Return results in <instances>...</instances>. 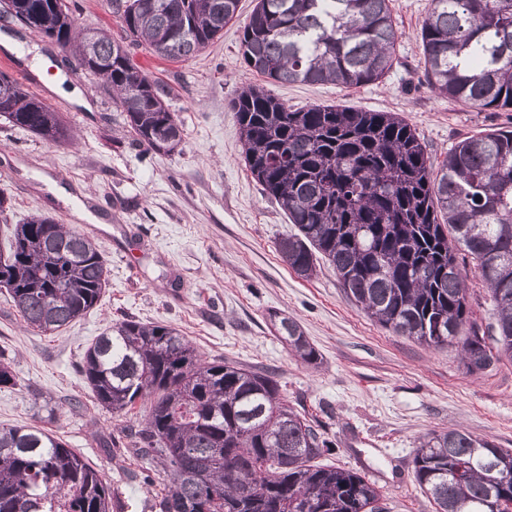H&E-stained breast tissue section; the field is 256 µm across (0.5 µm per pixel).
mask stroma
I'll return each mask as SVG.
<instances>
[{
    "label": "stroma",
    "mask_w": 512,
    "mask_h": 512,
    "mask_svg": "<svg viewBox=\"0 0 512 512\" xmlns=\"http://www.w3.org/2000/svg\"><path fill=\"white\" fill-rule=\"evenodd\" d=\"M80 29H110L105 0H70ZM430 0H392L399 63L380 83L274 84L271 92L299 109L339 105L394 112L416 131L434 161L459 137L512 128V112L479 111L433 93L425 82L418 33ZM255 0H240L237 18L195 59L173 62L134 46L132 63L168 92L183 129L171 154L137 146L124 112L104 83L64 62L47 37L0 19L16 42L7 71L59 112L75 141L49 142L0 117V247L14 225L45 215L93 238L110 269L94 308L66 329L24 328L0 292V360L14 385L0 387V423L35 425L60 437L118 492L122 512H153L163 477L113 436L140 429L139 404L126 414L97 406L80 364L88 344L114 323L133 319L179 330L206 360L270 372L282 397L336 442L323 465L350 469L380 488L387 512H435L419 487L414 450L432 430L462 426L512 451V362L470 374L457 346L435 349L383 328L345 295L320 266L299 278L276 251L294 225L247 170L231 103L243 87L264 84L239 58V27ZM473 319L493 320L486 286L465 251ZM288 316L320 354L317 366L295 359L275 323Z\"/></svg>",
    "instance_id": "1"
}]
</instances>
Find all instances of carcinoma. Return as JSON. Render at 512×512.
Here are the masks:
<instances>
[{"label":"carcinoma","mask_w":512,"mask_h":512,"mask_svg":"<svg viewBox=\"0 0 512 512\" xmlns=\"http://www.w3.org/2000/svg\"><path fill=\"white\" fill-rule=\"evenodd\" d=\"M239 0H107L123 31L77 30L69 0H0L17 21L76 56L112 89L136 143L171 153L183 130L167 92L135 68L127 47L187 62L233 21ZM390 0H257L240 32L243 64L275 83L343 88L381 82L397 62ZM428 85L483 111H512V0H431L420 28ZM246 167L297 232L277 251L299 277L328 264L347 297L395 333L460 347L470 374L512 360V130L465 136L436 164L393 112L338 106L292 110L247 87L232 102ZM0 116L57 142V112L0 71ZM462 248L489 291L494 322L471 318ZM107 261L88 235L47 216L13 227L0 252V287L25 327L56 331L92 308ZM302 362L319 352L290 317L276 323ZM81 374L112 414L149 404L132 452L165 475L159 512H384L381 491L352 470L312 461L336 443L285 403L268 373L204 361L173 327L124 319L83 354ZM469 468L459 478L452 463ZM415 477L436 512H508L512 451L462 428H442L415 450ZM250 486L253 494L241 495ZM99 471L58 437L0 426V512H116Z\"/></svg>","instance_id":"obj_1"}]
</instances>
